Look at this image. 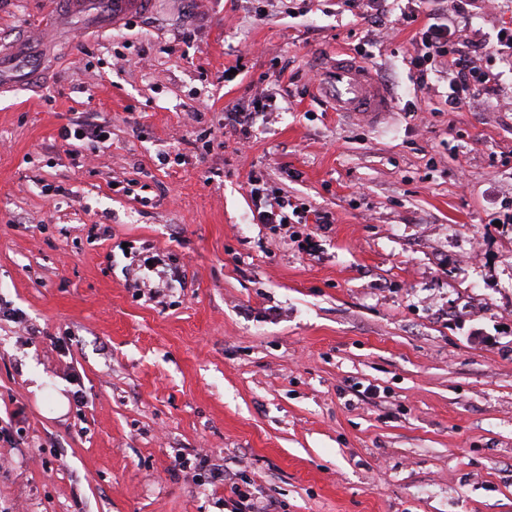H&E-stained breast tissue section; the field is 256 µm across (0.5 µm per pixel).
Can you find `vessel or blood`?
Here are the masks:
<instances>
[{"mask_svg": "<svg viewBox=\"0 0 512 512\" xmlns=\"http://www.w3.org/2000/svg\"><path fill=\"white\" fill-rule=\"evenodd\" d=\"M150 0H97L94 25L117 26L130 15L146 11ZM45 62L39 54L17 51L0 54V89L19 85L34 86ZM320 80L340 112L375 114L392 109V97L373 70L361 62L339 58L332 61Z\"/></svg>", "mask_w": 512, "mask_h": 512, "instance_id": "vessel-or-blood-1", "label": "vessel or blood"}]
</instances>
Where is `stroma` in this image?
Listing matches in <instances>:
<instances>
[{"label":"stroma","mask_w":512,"mask_h":512,"mask_svg":"<svg viewBox=\"0 0 512 512\" xmlns=\"http://www.w3.org/2000/svg\"><path fill=\"white\" fill-rule=\"evenodd\" d=\"M54 2L0 0V49L53 64L0 95V512H226L178 466L202 450L274 512H512V0L444 18L495 80L460 110L409 69L410 0H153L89 35L38 28ZM340 51L392 111H334L309 75ZM258 91L243 149L219 123ZM252 175L333 224L253 221ZM154 254L185 281L159 300ZM72 127L63 128L61 137L68 141L74 139L82 141L88 139L98 143H104L111 137L110 124L100 119L95 114H88L83 119L76 121Z\"/></svg>","instance_id":"stroma-1"}]
</instances>
